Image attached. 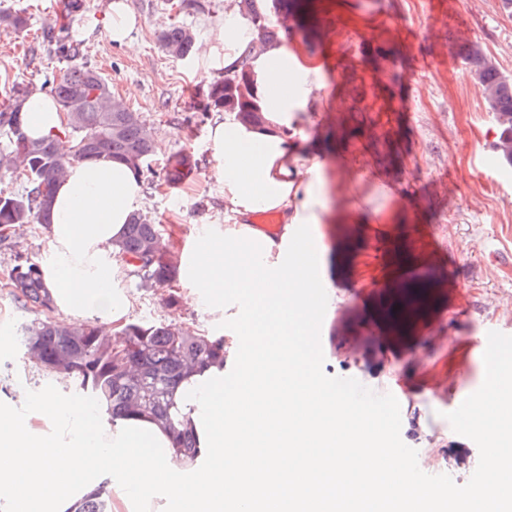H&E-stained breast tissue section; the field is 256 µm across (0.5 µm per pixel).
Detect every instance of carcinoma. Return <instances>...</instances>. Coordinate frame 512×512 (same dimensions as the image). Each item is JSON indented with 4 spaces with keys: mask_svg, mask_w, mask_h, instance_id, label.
Here are the masks:
<instances>
[{
    "mask_svg": "<svg viewBox=\"0 0 512 512\" xmlns=\"http://www.w3.org/2000/svg\"><path fill=\"white\" fill-rule=\"evenodd\" d=\"M239 12L248 17L256 40L267 44L274 38L272 17L285 15L303 20L307 0H235ZM28 18L18 12L0 11V27L16 33L26 29ZM162 51L174 60H186L195 52L192 28L173 23L158 34ZM57 56L71 62L54 81L50 93L64 112L66 154L54 140L36 139L25 132L22 107L32 94L29 86L13 84L0 99V130L8 142L0 148V174L22 172L27 188L22 193L0 189V227L11 229L28 224L47 226L55 184L67 167L76 162L107 155L143 173L158 151L157 142L141 113L112 94L110 82L97 69L76 62L77 54L62 39L55 40ZM476 83L481 87L496 128L494 148L501 163L512 167V77L500 72L483 49L472 44L465 55ZM203 113L232 112L244 123L258 124L264 112L257 94L249 59L243 57L233 71L213 82L201 105ZM195 163L191 155L168 157L164 180L176 187L190 176ZM123 263L126 279L145 291L165 288L175 281V253L162 239L161 225L142 213L130 216L123 237L113 244ZM428 280L415 275L399 280L412 298L403 299L396 289L385 286L375 301L382 320L401 324L415 312V298ZM9 284L22 308L39 314L23 323L16 340L22 359L42 372L68 377L79 394L105 407L114 421L144 412L167 424L174 446L185 459L198 455L193 434L176 426L174 397L180 382L195 370L224 361V339L204 331L192 335L172 320H132L115 332L97 323L75 324L51 315L49 294L39 266L18 263L9 274ZM107 494L85 498L77 512H109Z\"/></svg>",
    "mask_w": 512,
    "mask_h": 512,
    "instance_id": "obj_1",
    "label": "carcinoma"
}]
</instances>
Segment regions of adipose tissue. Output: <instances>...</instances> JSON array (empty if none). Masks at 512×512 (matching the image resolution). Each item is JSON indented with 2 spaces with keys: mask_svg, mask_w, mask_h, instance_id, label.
<instances>
[{
  "mask_svg": "<svg viewBox=\"0 0 512 512\" xmlns=\"http://www.w3.org/2000/svg\"><path fill=\"white\" fill-rule=\"evenodd\" d=\"M252 25L225 13L208 32L207 67L232 68L251 53L267 101L261 125L215 117L207 141L224 223L197 225L180 257L185 298L223 337L226 355L190 375L178 398L202 450L181 459L165 425L148 416L111 423L59 384L0 397V512H75L108 489L112 512H512V375H496L463 421L489 448V481L478 493L444 498L417 487L384 422L322 385L305 344L336 303L312 242L326 212L315 157L293 140L313 111L323 64L273 44L252 51ZM35 138L57 137L64 115L36 93L23 106ZM139 177L102 157L69 166L57 185L40 265L53 307L72 323L120 329L131 309L112 252L143 205ZM275 214L267 229L256 215Z\"/></svg>",
  "mask_w": 512,
  "mask_h": 512,
  "instance_id": "adipose-tissue-1",
  "label": "adipose tissue"
}]
</instances>
